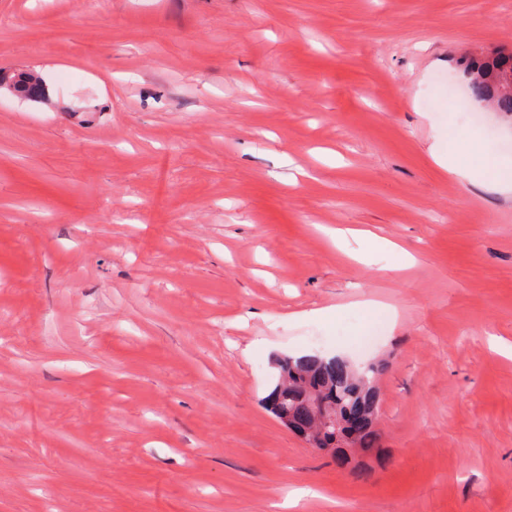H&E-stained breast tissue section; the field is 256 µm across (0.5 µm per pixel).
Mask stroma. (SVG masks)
Returning <instances> with one entry per match:
<instances>
[{
    "instance_id": "obj_1",
    "label": "stroma",
    "mask_w": 512,
    "mask_h": 512,
    "mask_svg": "<svg viewBox=\"0 0 512 512\" xmlns=\"http://www.w3.org/2000/svg\"><path fill=\"white\" fill-rule=\"evenodd\" d=\"M499 50L512 0H0V512H512V193L430 154L512 158L434 82ZM315 352L380 369L369 477L265 407ZM0 86L25 99H39L44 94L42 83L30 72L0 75Z\"/></svg>"
}]
</instances>
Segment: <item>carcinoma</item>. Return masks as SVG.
Instances as JSON below:
<instances>
[{
  "label": "carcinoma",
  "mask_w": 512,
  "mask_h": 512,
  "mask_svg": "<svg viewBox=\"0 0 512 512\" xmlns=\"http://www.w3.org/2000/svg\"><path fill=\"white\" fill-rule=\"evenodd\" d=\"M472 98L490 102L498 112L512 113V91L504 92L500 86L512 85V53H479L471 56L464 68ZM0 86L25 99H39L43 96V85L30 72L0 75ZM276 381L268 396L271 412H276L279 393L288 391V410L303 419L308 418L307 398L303 393L306 386L325 394L337 405L336 419L346 415L353 408L363 414L358 441L362 448H376L379 434L375 420L379 412V394L369 390L377 380L379 370L366 367L361 372L343 368L323 360L318 354L301 358L287 356L274 360Z\"/></svg>",
  "instance_id": "carcinoma-1"
}]
</instances>
